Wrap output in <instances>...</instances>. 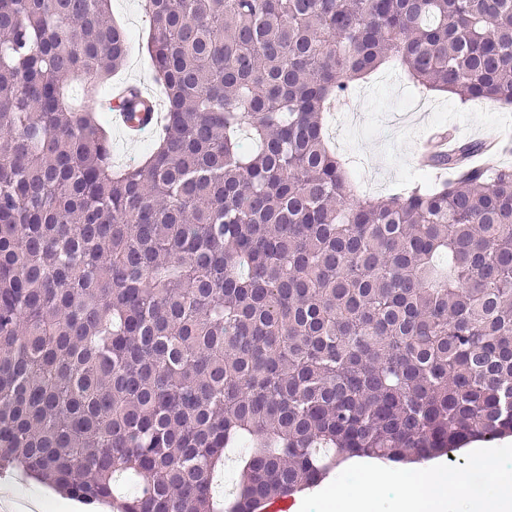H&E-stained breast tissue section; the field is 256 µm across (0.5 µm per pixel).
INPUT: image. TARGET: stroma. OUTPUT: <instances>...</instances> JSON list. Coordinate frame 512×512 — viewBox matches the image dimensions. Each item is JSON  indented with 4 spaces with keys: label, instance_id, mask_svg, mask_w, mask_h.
Instances as JSON below:
<instances>
[{
    "label": "stroma",
    "instance_id": "35a3bbf8",
    "mask_svg": "<svg viewBox=\"0 0 512 512\" xmlns=\"http://www.w3.org/2000/svg\"><path fill=\"white\" fill-rule=\"evenodd\" d=\"M112 14L130 31L133 43L120 78L151 83L152 70L142 52L149 34L142 0H112ZM456 123L464 137H512V110L495 103L460 104L445 94H419L394 71L374 74L326 123V136L336 154L350 158L362 194L385 196L420 180L419 144L431 131ZM17 505L38 502L37 512H60L51 487L19 474H0Z\"/></svg>",
    "mask_w": 512,
    "mask_h": 512
}]
</instances>
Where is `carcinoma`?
<instances>
[{
  "instance_id": "carcinoma-1",
  "label": "carcinoma",
  "mask_w": 512,
  "mask_h": 512,
  "mask_svg": "<svg viewBox=\"0 0 512 512\" xmlns=\"http://www.w3.org/2000/svg\"><path fill=\"white\" fill-rule=\"evenodd\" d=\"M112 0H0V470L116 512H257L351 457L512 434V165L358 192L326 113L381 67L512 106V0H152L144 156ZM118 108L148 129L136 88ZM150 143L149 135L136 142H125L115 130H112V159L116 165H124L130 159L137 158L145 153L149 149ZM246 444L240 445L239 448H227L225 450V464H224V472L218 475L215 480V485L218 483L217 491L215 493L217 498H222L227 496L224 490L230 492L229 486L235 482L238 471V459L242 456L246 451Z\"/></svg>"
}]
</instances>
